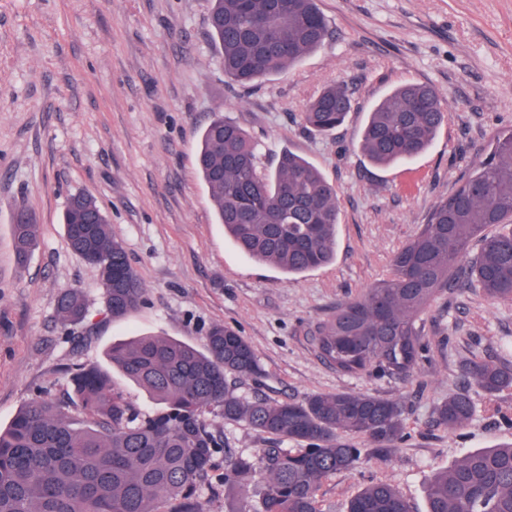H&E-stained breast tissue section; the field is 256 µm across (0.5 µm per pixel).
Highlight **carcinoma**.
I'll use <instances>...</instances> for the list:
<instances>
[{"label":"carcinoma","instance_id":"obj_1","mask_svg":"<svg viewBox=\"0 0 512 512\" xmlns=\"http://www.w3.org/2000/svg\"><path fill=\"white\" fill-rule=\"evenodd\" d=\"M209 26L224 77L247 85L289 70L329 37L317 0H214ZM352 109L348 86H326L302 112L311 131L341 126ZM447 110L430 84L405 82L369 113L360 150L374 164L409 160L425 151ZM197 165L217 218L242 254L290 274L327 264L336 251L340 201L335 186L305 158L284 150L261 162L259 143L217 115L204 128ZM63 226L70 247L99 271L106 311L122 318L142 303L145 288L129 264L110 217L84 194L69 199ZM492 226L493 234L486 233ZM15 261L23 267L37 246L39 224L17 211ZM476 253L470 252L473 241ZM390 278L346 301L318 325V356L336 372L371 368L411 377L425 345L417 322L442 293L470 282L497 302H512V130L497 133L469 176L432 210L427 224L394 256ZM77 288L61 295L64 324L86 315ZM112 367L159 408L142 415L112 383L108 369H77L70 403L33 398L0 428V512H204L200 490L217 467L222 444L201 416L217 410L245 422L274 444L254 454L224 452V483L236 488L235 512H326L321 482L354 470L367 439L384 459L403 437L404 409L373 393L312 394L299 402L252 400L228 384L231 375L260 377L263 366L247 339L215 324L203 348L164 336H137L105 352ZM485 395L512 391V365L464 364ZM79 407L82 419L69 414ZM474 414L467 392L434 409L435 422L455 430ZM267 479L258 501L247 485ZM427 512H512V443L473 452L437 474ZM346 512H412L391 484L353 495Z\"/></svg>","mask_w":512,"mask_h":512}]
</instances>
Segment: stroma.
Masks as SVG:
<instances>
[{"mask_svg": "<svg viewBox=\"0 0 512 512\" xmlns=\"http://www.w3.org/2000/svg\"><path fill=\"white\" fill-rule=\"evenodd\" d=\"M324 46L251 87L227 82L207 24L212 0H0V425L28 400L71 392V369L105 365L112 343L159 335L203 346L215 324L252 345L260 378L230 377L270 402L370 392L401 403L406 428L388 459L356 439L363 462L322 481L330 512L373 482L425 512L432 475L467 453L512 442V391L490 399L461 372L470 358L512 363V302L465 286L438 298L421 323L424 358L412 380L337 373L317 355V323L387 279L393 255L472 171L488 140L512 129V0H317ZM434 85L448 116L414 160L372 165L359 149L371 108L394 86ZM345 83L354 109L328 136L301 114L327 85ZM222 113L262 145L311 161L340 198L335 258L289 276L243 256L217 224L197 166L202 128ZM107 211L145 289L133 314L104 310L96 268L74 253L62 216L71 195ZM34 211L39 245L14 261L11 224ZM80 288L84 322L62 324L57 300ZM468 389L472 418L449 431L433 409ZM203 421L233 452L268 447L248 424L208 411Z\"/></svg>", "mask_w": 512, "mask_h": 512, "instance_id": "35a3bbf8", "label": "stroma"}]
</instances>
